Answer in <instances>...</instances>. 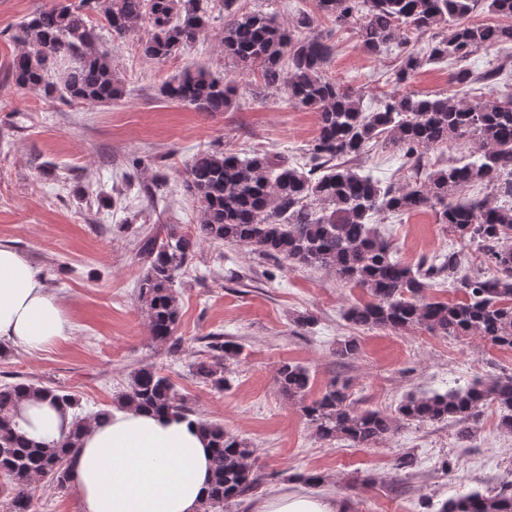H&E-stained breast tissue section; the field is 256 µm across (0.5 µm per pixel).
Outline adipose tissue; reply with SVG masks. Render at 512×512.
<instances>
[{
	"mask_svg": "<svg viewBox=\"0 0 512 512\" xmlns=\"http://www.w3.org/2000/svg\"><path fill=\"white\" fill-rule=\"evenodd\" d=\"M71 329L44 276L19 251L0 244V342L40 351ZM28 440L51 444L71 413L42 397L17 406ZM211 450L197 420L135 408L113 410L92 424L72 461L70 481L81 512H200L211 479ZM339 496L284 493L256 512H348Z\"/></svg>",
	"mask_w": 512,
	"mask_h": 512,
	"instance_id": "adipose-tissue-1",
	"label": "adipose tissue"
}]
</instances>
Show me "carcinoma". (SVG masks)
I'll use <instances>...</instances> for the list:
<instances>
[{
    "label": "carcinoma",
    "instance_id": "1",
    "mask_svg": "<svg viewBox=\"0 0 512 512\" xmlns=\"http://www.w3.org/2000/svg\"><path fill=\"white\" fill-rule=\"evenodd\" d=\"M237 2L222 0L224 56L260 75L265 87L287 96L291 107L316 113L318 131L304 149L301 166L257 150L222 149L200 151L186 164L184 187L200 212L195 233L171 225L165 236H149L141 246L147 268L138 296L147 308L153 339L176 345L181 312L176 283L195 245L209 242L248 247L281 266L334 273L339 283L368 295L343 313L355 327L396 335L418 327L441 336L472 333L512 349V92L472 100L448 93L392 92L368 111L360 91L328 75L334 46L315 32V19L320 15L353 31L361 50L375 57L394 44L406 45L410 32L431 31L428 60L455 63L482 49L512 45V23L471 21L482 0H315L317 14L302 10L287 25L275 13L246 11ZM94 13L103 15L114 40L141 25L149 28L141 52L161 61L192 46L210 28L212 0H78L38 9L18 25L15 38L24 50L10 64L14 85L92 104L121 98L112 51L90 21ZM420 65L415 53H406L396 83L410 81ZM506 76L501 63L479 74L460 68L453 82L498 84ZM160 94L199 112H225L236 102L239 85L233 77L192 65L164 82ZM381 142L397 148L399 169L411 173L406 183L383 187L351 165ZM463 145L470 146L464 160L446 165L430 160L432 151ZM423 209L473 246L488 269L474 270L468 256L455 250L425 256L414 266L402 263L377 218ZM440 283L460 289L463 298L422 297L424 289ZM239 353V346L212 336L207 356L192 364L193 375L222 391L228 383L226 362ZM276 381L288 398L300 402L302 415L328 444L368 447L386 439L398 422L443 421L456 422L457 439L467 442L474 432L466 421L491 404L501 411L499 427L512 433V376L410 395L395 418L358 407L345 379L330 380L317 397L308 398L311 376L298 364H282ZM33 396L73 410L70 430L51 445H32L17 431L16 406ZM78 406L74 395L28 381L0 386V475L10 486L8 512H32L31 487L37 478L59 488L69 483L71 459L88 429L86 418L74 412ZM116 407L194 416L170 379L152 366L131 374ZM202 426L211 436L214 457L213 481L201 512H224L260 486L249 466L255 449L219 424ZM439 512H512V483L450 498Z\"/></svg>",
    "mask_w": 512,
    "mask_h": 512
}]
</instances>
